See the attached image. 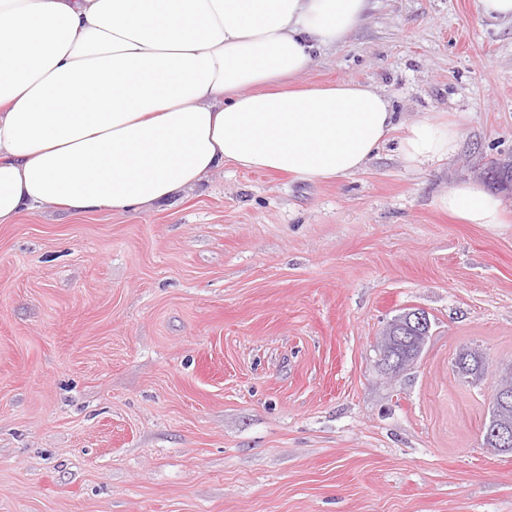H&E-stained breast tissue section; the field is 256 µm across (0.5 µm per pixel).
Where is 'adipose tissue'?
<instances>
[{
	"label": "adipose tissue",
	"instance_id": "1",
	"mask_svg": "<svg viewBox=\"0 0 512 512\" xmlns=\"http://www.w3.org/2000/svg\"><path fill=\"white\" fill-rule=\"evenodd\" d=\"M368 0H0V224L55 207L160 209L233 164L330 181L363 169L397 127L390 100L300 78ZM457 133L425 118L405 165L447 157ZM438 207L502 223L463 181Z\"/></svg>",
	"mask_w": 512,
	"mask_h": 512
}]
</instances>
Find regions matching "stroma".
Segmentation results:
<instances>
[{"label": "stroma", "instance_id": "obj_1", "mask_svg": "<svg viewBox=\"0 0 512 512\" xmlns=\"http://www.w3.org/2000/svg\"><path fill=\"white\" fill-rule=\"evenodd\" d=\"M304 80L371 85L458 146L0 224V512H512V454L482 440L512 364V194L495 225L437 206L512 156V20L370 0ZM412 307L430 338L390 380L376 340ZM464 346L480 382L453 370Z\"/></svg>", "mask_w": 512, "mask_h": 512}]
</instances>
